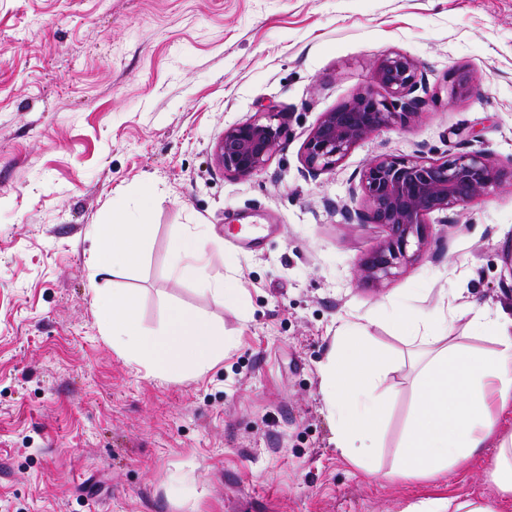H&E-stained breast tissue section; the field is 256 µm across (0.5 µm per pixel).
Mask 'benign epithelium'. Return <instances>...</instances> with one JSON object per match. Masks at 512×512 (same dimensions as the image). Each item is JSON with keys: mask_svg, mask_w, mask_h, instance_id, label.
I'll return each instance as SVG.
<instances>
[{"mask_svg": "<svg viewBox=\"0 0 512 512\" xmlns=\"http://www.w3.org/2000/svg\"><path fill=\"white\" fill-rule=\"evenodd\" d=\"M448 79L450 98L469 93L467 72L454 71ZM373 82L375 87L323 113L311 130L303 147L308 176L316 178L335 168L378 130L418 119L424 99L417 91L424 87V80L413 58L400 52L386 54L374 67ZM287 125L288 113L268 112L227 128L214 147V160L225 174L248 177L283 147ZM498 178V171L482 152H457L444 160L380 155L368 161L359 178L366 206L345 205L343 211L352 224L383 225L388 236L357 264L356 277L379 284L413 262L428 246L432 214L442 213L443 221L455 223L457 209L485 196Z\"/></svg>", "mask_w": 512, "mask_h": 512, "instance_id": "7a95c632", "label": "benign epithelium"}]
</instances>
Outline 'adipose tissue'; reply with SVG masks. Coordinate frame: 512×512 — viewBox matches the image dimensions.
Instances as JSON below:
<instances>
[{"mask_svg":"<svg viewBox=\"0 0 512 512\" xmlns=\"http://www.w3.org/2000/svg\"><path fill=\"white\" fill-rule=\"evenodd\" d=\"M147 227L113 216L91 228L95 275L120 276L140 255ZM212 239L197 224L171 243L170 267L178 278L201 288L238 296L232 279L213 280L204 272ZM93 306L103 335L127 357L148 364L159 376L177 380L187 370L203 372L224 356L225 340L204 315L175 306L158 332L144 329L137 299L121 290L94 291ZM475 332H492L496 350L485 354L448 341V316L418 319L405 328L402 341L425 344L429 351L417 375V405L402 451L390 471L394 477L429 479L479 460L502 416H512V317L487 322L483 312L471 319ZM323 368L322 392L337 419L334 444L356 466H371V450L384 417L379 394L393 365L390 355L372 348L360 326L350 325Z\"/></svg>","mask_w":512,"mask_h":512,"instance_id":"ef3b65f1","label":"adipose tissue"}]
</instances>
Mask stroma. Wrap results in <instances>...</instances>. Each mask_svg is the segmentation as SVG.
<instances>
[{"instance_id": "stroma-1", "label": "stroma", "mask_w": 512, "mask_h": 512, "mask_svg": "<svg viewBox=\"0 0 512 512\" xmlns=\"http://www.w3.org/2000/svg\"><path fill=\"white\" fill-rule=\"evenodd\" d=\"M399 51L425 78L419 119L384 128L309 177L303 145L323 113ZM463 69L470 92L449 99ZM273 110L287 140L250 177L225 175V128ZM473 127L499 181L432 244L375 285L354 275L387 230L341 207L382 154L442 159ZM121 212L148 227L140 262L93 277L89 231ZM190 224L213 239L206 273L235 303L170 271ZM139 302L145 329L202 312L230 346L170 381L127 361L93 311L94 288ZM457 310L450 339L479 349L469 309L512 316V0H0V512H407L479 496L480 461L387 479L417 393L400 336L409 314ZM365 325L396 360L373 472L332 442L321 366L341 326Z\"/></svg>"}]
</instances>
